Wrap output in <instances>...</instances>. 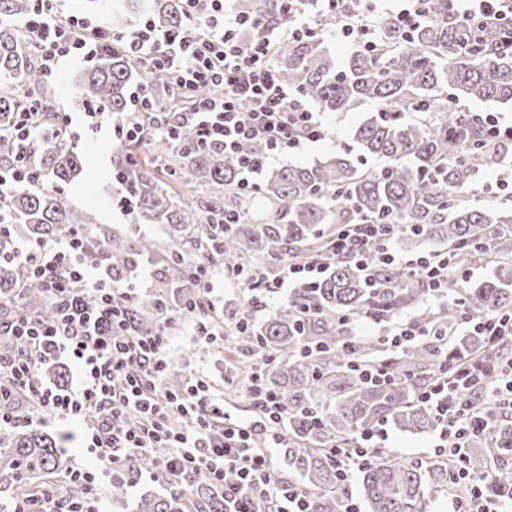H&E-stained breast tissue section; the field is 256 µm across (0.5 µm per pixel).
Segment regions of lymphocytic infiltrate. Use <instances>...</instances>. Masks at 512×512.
<instances>
[{
  "label": "lymphocytic infiltrate",
  "instance_id": "f902f5d3",
  "mask_svg": "<svg viewBox=\"0 0 512 512\" xmlns=\"http://www.w3.org/2000/svg\"><path fill=\"white\" fill-rule=\"evenodd\" d=\"M182 2L187 28L162 32L146 19L119 40L134 60L169 71L176 88L190 96L188 104L173 111V118L195 128L198 146L220 147L235 155L241 189H256L270 162L323 140L326 134L319 113L277 75L270 46L282 38L321 37L325 31L298 15L299 0H279L286 14L296 16L295 27L264 31L258 19L236 11L232 0ZM20 27L35 37L47 75L64 59L92 61L102 31L101 26L76 18L61 19L56 0H35ZM249 29L255 30V37L243 40V31ZM209 85L223 87V95L199 96V89ZM11 128L20 152L10 175L0 174V189L9 182L30 183L38 178L27 152L31 143L44 136L34 113H17ZM246 143L261 144L262 154L241 153ZM394 237L393 225L365 219L337 225L329 248L341 259L362 262L371 255L401 267L421 280L428 298L439 301L441 310H448L443 290L449 278L468 276L469 266L445 253L399 255L392 248ZM10 260L42 284L57 312L48 323L28 316L0 323V336L14 337L23 346L22 352L0 361V396L18 395L28 401L24 408L0 404V428L30 425L47 416L65 423L83 420L87 423L83 443L96 459L92 469L69 475L80 496L65 502L40 496L33 512H101L103 493L115 471L146 458L154 461L153 479L182 489L203 483L223 493L224 512H315L308 491L270 480L271 453L283 447L286 439V415L275 396L251 382L247 394L256 416L243 423L226 414L223 400L200 374L186 376L178 390L166 385L172 370L173 318L192 325L197 336L210 335L206 323V307L214 291L210 260L197 263L196 297L179 304L174 313L160 306L161 327L150 336L134 326L128 306L139 294L145 275L137 272L114 284L107 253L88 251L79 232L48 242L13 245ZM323 269L313 259H289L276 277L254 267L236 273L235 278L259 314L293 290L312 285ZM119 294L126 297V304L116 303ZM438 336L418 318L406 317L391 320L378 341L386 352L396 354ZM60 355L70 356L79 371L77 383L66 390L50 387L39 378L41 366ZM451 370V376L422 388L419 399L440 419L434 453L453 459L449 482L466 489L454 500L453 512H508L505 503L485 492L483 480L469 472L462 450L471 432L488 429L499 411L512 410V361L461 359ZM383 438L379 428L363 435L359 443L334 447L339 480L348 481L354 470L369 462ZM229 471L235 472V483H225Z\"/></svg>",
  "mask_w": 512,
  "mask_h": 512
}]
</instances>
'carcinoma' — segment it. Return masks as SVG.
Here are the masks:
<instances>
[{
    "mask_svg": "<svg viewBox=\"0 0 512 512\" xmlns=\"http://www.w3.org/2000/svg\"><path fill=\"white\" fill-rule=\"evenodd\" d=\"M156 28L175 32L183 26L182 0H148ZM29 0H0V168L16 157L9 133L11 113L38 112L46 136L31 147L32 163L41 181L13 185L0 194V223L9 234L0 238L7 252L14 225L26 226L35 241L50 240L82 229L95 251L111 256L112 280L127 279L145 260L159 267L158 284L133 303L136 323L145 332L159 329L158 306H175L195 283L191 268L202 258L221 262L224 269L260 265L267 275L280 269L281 259L316 258L326 271L313 288L285 300L256 320L249 304L232 319L248 329L230 339L237 362L250 365L257 355L272 357L260 385L286 409L288 473L316 497V512H332L344 485L336 476L330 450L355 443L381 423L411 434L440 428L435 412L417 399L423 386L443 374L445 356L481 354L483 336H454L448 352L424 340L390 361L391 376L380 384L363 382L350 361L377 360V344L359 343L350 353L349 325L340 318L362 316L386 322L406 309L420 306L426 289L396 267H382L373 258L358 264L335 260L328 246L336 225L369 219L399 225L398 239L440 245L471 257L476 246L488 244L492 254H512V206L464 205L459 194L479 192L475 176L505 160L512 146L489 141L484 116L459 106L463 99L512 104V53L497 46L512 25L496 35L479 30L477 20L462 21L449 12L448 0H435L424 20L408 29L388 18L375 46L358 45L343 66H336L322 39L302 37L272 45L277 74L302 98L324 112H347L369 103L376 114L353 133L357 153L337 152L306 166L268 170L258 188L238 187L239 164L219 148H199L189 126H177L173 139L146 137L116 141L114 171L129 177L135 199L134 224H162L168 247L130 235L71 207L63 185L81 172L82 150L71 144L58 125L41 73L23 50L25 37L15 22L30 12ZM239 9L256 15L268 28L284 27L293 17L276 0H241ZM93 62L80 72L72 92L84 106H101L116 118L127 117L128 88H146L155 112L170 111L176 89L167 73L135 62L112 35L103 40ZM442 113L432 121L413 122L405 113ZM382 161L366 169L361 160ZM233 223H224V218ZM458 303L448 313L424 311L422 322L443 328L461 319L479 321L495 311L512 309V266L493 278L465 286L457 277L444 290ZM315 304L303 316L298 302ZM0 317L6 321L35 309L45 320L54 306L41 284L15 264L0 268ZM464 453L470 473L487 478L486 491L512 496V419L500 415L492 429L469 437ZM70 460L61 441L26 425L0 430V493L12 512H25L30 495L43 489L59 498H74L76 487H62L51 478L68 470ZM141 460L136 469L116 471L110 497L124 502L137 474L150 469ZM448 489V464L436 460L407 465L381 452L360 469L359 492L367 512H426L432 495ZM135 512H224L220 492L199 483L187 490L142 493Z\"/></svg>",
    "mask_w": 512,
    "mask_h": 512,
    "instance_id": "obj_1",
    "label": "carcinoma"
}]
</instances>
